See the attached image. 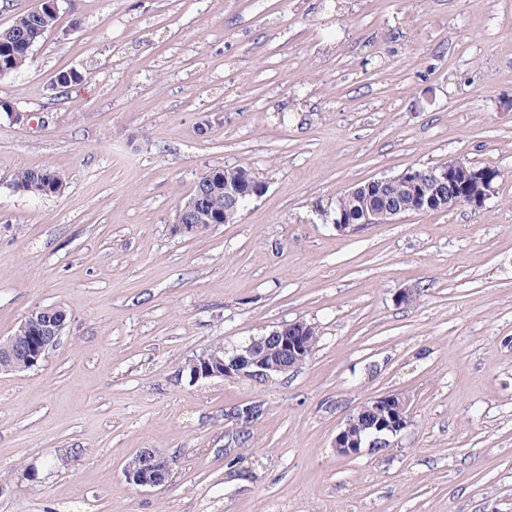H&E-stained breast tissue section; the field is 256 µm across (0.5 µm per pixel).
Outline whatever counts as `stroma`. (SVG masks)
Wrapping results in <instances>:
<instances>
[{
  "instance_id": "35a3bbf8",
  "label": "stroma",
  "mask_w": 512,
  "mask_h": 512,
  "mask_svg": "<svg viewBox=\"0 0 512 512\" xmlns=\"http://www.w3.org/2000/svg\"><path fill=\"white\" fill-rule=\"evenodd\" d=\"M325 2L65 0L0 79L33 115L0 117V337L67 314L38 367L0 374V512H512V0ZM457 158L498 170L483 208L334 229L353 185ZM238 164L264 194L174 232L198 178ZM43 167L59 194L12 187ZM296 320L319 341L294 372L184 369ZM387 392L408 427L337 456ZM255 402L233 446L227 413ZM143 448L165 487L126 481ZM172 464V460L163 453L152 448H143L126 462L123 474L134 486L157 488L168 484Z\"/></svg>"
}]
</instances>
